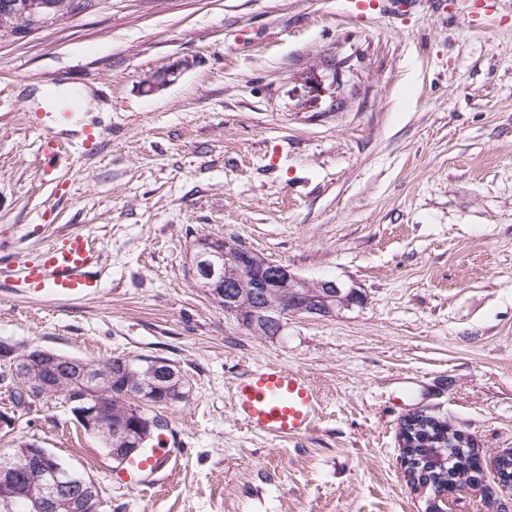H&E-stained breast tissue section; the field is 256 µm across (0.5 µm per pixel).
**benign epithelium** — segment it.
Here are the masks:
<instances>
[{"instance_id":"benign-epithelium-1","label":"benign epithelium","mask_w":512,"mask_h":512,"mask_svg":"<svg viewBox=\"0 0 512 512\" xmlns=\"http://www.w3.org/2000/svg\"><path fill=\"white\" fill-rule=\"evenodd\" d=\"M43 11L59 18L70 14V6L51 0H7L0 5V28L15 30L18 22ZM195 266L218 286L216 290L210 289L208 295L224 303V313L236 317L255 336L281 335L288 318L293 316L332 317L363 303L362 292L356 284L334 280L311 283L290 266L270 261L235 239H224V256L216 258L200 254ZM224 266L227 273L222 275L219 270ZM252 289L264 290L273 300L248 309L241 306L240 298ZM0 360L9 364L16 378L28 381L32 398L51 395L66 383L69 390L77 394L71 407L77 421L89 431L104 423L102 402L94 392L95 386L88 381L89 366L81 360H63L52 351L39 348L31 353L21 352L5 341H0ZM46 366L65 374L66 378L51 382L36 378V372ZM113 439L124 446V453L111 455L118 464L139 451L146 441L145 436L136 434L132 427L116 430ZM32 466L41 468L45 475L39 512H60L81 497L83 476L58 464L54 455L38 445L21 463L7 466L12 479L0 484V509L3 512H10L19 497L23 474ZM462 494L458 488L448 486V493L432 499V512H456Z\"/></svg>"}]
</instances>
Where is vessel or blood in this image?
<instances>
[{
	"mask_svg": "<svg viewBox=\"0 0 512 512\" xmlns=\"http://www.w3.org/2000/svg\"><path fill=\"white\" fill-rule=\"evenodd\" d=\"M102 258L99 240L75 232L62 244L52 245L31 258L9 263L15 291L51 288L62 296H86L95 288ZM236 417L244 425L274 440L296 438L317 423L322 403L317 390L300 372L274 363L254 367L234 382ZM170 449L149 448L130 460L120 478L132 489L144 491L155 485L154 476L171 467Z\"/></svg>",
	"mask_w": 512,
	"mask_h": 512,
	"instance_id": "b4317fda",
	"label": "vessel or blood"
}]
</instances>
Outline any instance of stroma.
Masks as SVG:
<instances>
[{
    "label": "stroma",
    "mask_w": 512,
    "mask_h": 512,
    "mask_svg": "<svg viewBox=\"0 0 512 512\" xmlns=\"http://www.w3.org/2000/svg\"><path fill=\"white\" fill-rule=\"evenodd\" d=\"M446 2L360 20L347 0H94L0 36V241L103 247L86 297L1 277L0 340L189 381L159 412L182 454L149 496L61 400L19 412L15 435L93 480L103 512H425L401 464L416 410L486 460L512 450V0ZM63 84L106 111L64 126ZM201 237L365 300L252 335L191 280ZM267 362L318 391L306 435L237 420L236 376Z\"/></svg>",
    "instance_id": "35a3bbf8"
}]
</instances>
